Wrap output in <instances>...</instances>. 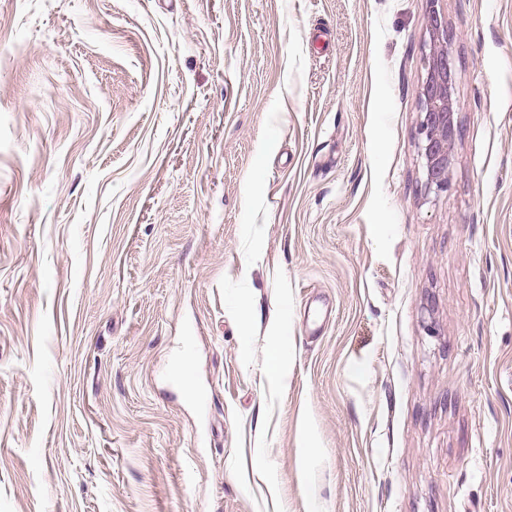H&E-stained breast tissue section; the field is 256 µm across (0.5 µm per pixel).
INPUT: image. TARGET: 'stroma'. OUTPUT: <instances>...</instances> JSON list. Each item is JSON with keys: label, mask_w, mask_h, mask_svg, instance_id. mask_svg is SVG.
<instances>
[{"label": "stroma", "mask_w": 512, "mask_h": 512, "mask_svg": "<svg viewBox=\"0 0 512 512\" xmlns=\"http://www.w3.org/2000/svg\"><path fill=\"white\" fill-rule=\"evenodd\" d=\"M314 505L512 512V0H0V512ZM429 33L428 67L420 92L418 110L419 151L425 187L438 194L448 189V174L460 134L455 72L448 48V22L437 11L426 19Z\"/></svg>", "instance_id": "obj_1"}]
</instances>
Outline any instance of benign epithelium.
Masks as SVG:
<instances>
[{"mask_svg":"<svg viewBox=\"0 0 512 512\" xmlns=\"http://www.w3.org/2000/svg\"><path fill=\"white\" fill-rule=\"evenodd\" d=\"M428 67L418 110L419 151L425 187L437 194L448 190V174L460 134L455 72L448 48V22L439 12L428 14Z\"/></svg>","mask_w":512,"mask_h":512,"instance_id":"7a95c632","label":"benign epithelium"}]
</instances>
